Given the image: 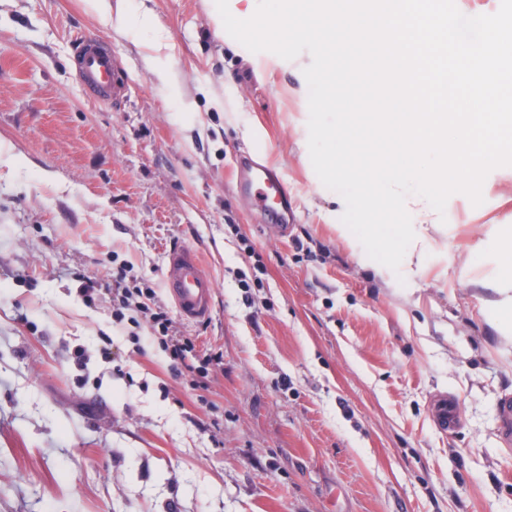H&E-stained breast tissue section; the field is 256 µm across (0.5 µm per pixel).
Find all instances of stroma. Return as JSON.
<instances>
[{"mask_svg": "<svg viewBox=\"0 0 512 512\" xmlns=\"http://www.w3.org/2000/svg\"><path fill=\"white\" fill-rule=\"evenodd\" d=\"M219 18L127 0L117 28L87 0H0V512H512V167L480 206L449 198L418 276L378 275L310 160V54L250 52ZM81 33L121 61L123 101L85 96ZM251 160L282 173L287 230L237 190ZM178 244L216 283L207 319L173 320L221 354L205 377L112 321L126 264L170 307ZM500 264L506 276L500 280V293L503 299L499 302L502 309H512V229L510 235L498 236Z\"/></svg>", "mask_w": 512, "mask_h": 512, "instance_id": "35a3bbf8", "label": "stroma"}]
</instances>
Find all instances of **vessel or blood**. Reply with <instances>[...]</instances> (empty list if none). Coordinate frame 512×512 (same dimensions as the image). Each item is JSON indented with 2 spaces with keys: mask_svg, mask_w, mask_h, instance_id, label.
I'll list each match as a JSON object with an SVG mask.
<instances>
[{
  "mask_svg": "<svg viewBox=\"0 0 512 512\" xmlns=\"http://www.w3.org/2000/svg\"><path fill=\"white\" fill-rule=\"evenodd\" d=\"M77 76L87 98L106 104L125 96L126 88L121 68L111 51L97 38L84 35L77 39L74 49ZM252 182L240 183L242 192H250L253 185L274 191L276 201L269 215L276 227L288 224V194L277 170L266 164L251 166ZM166 291L178 315L185 321L195 322L209 316L215 293V282L205 271L196 251L188 245L171 247L166 255Z\"/></svg>",
  "mask_w": 512,
  "mask_h": 512,
  "instance_id": "vessel-or-blood-1",
  "label": "vessel or blood"
}]
</instances>
